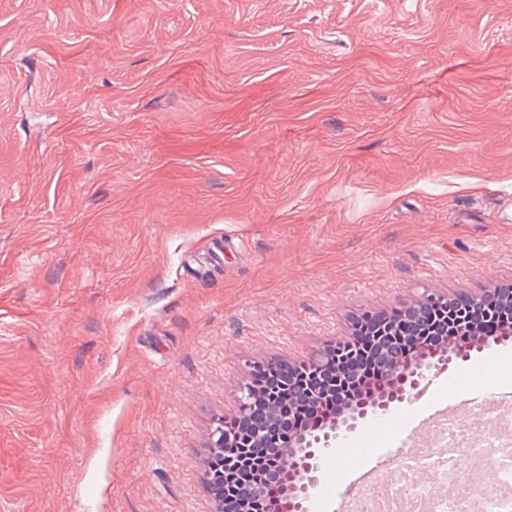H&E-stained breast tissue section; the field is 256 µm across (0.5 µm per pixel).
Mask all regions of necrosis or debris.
<instances>
[{"label":"necrosis or debris","instance_id":"4bbe7bcc","mask_svg":"<svg viewBox=\"0 0 512 512\" xmlns=\"http://www.w3.org/2000/svg\"><path fill=\"white\" fill-rule=\"evenodd\" d=\"M470 427L455 417L438 422L429 448L402 453L397 481H363L346 512H512V424L499 427L480 406ZM480 463L478 481L463 477L459 456Z\"/></svg>","mask_w":512,"mask_h":512}]
</instances>
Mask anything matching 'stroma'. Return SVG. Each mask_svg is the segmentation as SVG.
<instances>
[{
	"mask_svg": "<svg viewBox=\"0 0 512 512\" xmlns=\"http://www.w3.org/2000/svg\"><path fill=\"white\" fill-rule=\"evenodd\" d=\"M504 284L512 0H0V512H217L248 363ZM452 377L512 340L342 432L309 512Z\"/></svg>",
	"mask_w": 512,
	"mask_h": 512,
	"instance_id": "obj_1",
	"label": "stroma"
}]
</instances>
